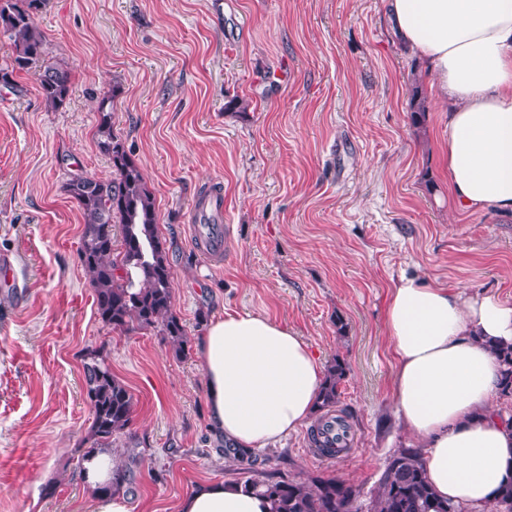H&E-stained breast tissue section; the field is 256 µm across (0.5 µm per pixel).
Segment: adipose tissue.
Instances as JSON below:
<instances>
[{"mask_svg":"<svg viewBox=\"0 0 512 512\" xmlns=\"http://www.w3.org/2000/svg\"><path fill=\"white\" fill-rule=\"evenodd\" d=\"M399 41L425 64L447 102L448 188L456 207L512 214V0H388ZM385 333L396 411L424 450L441 498L482 512L512 479V424L499 406L493 345L512 343V301L417 276L392 282ZM209 420L225 441L262 448L295 433L316 410L320 358L290 328L263 314L227 313L196 338ZM115 472L95 454L85 485L92 512H130L124 492L97 493ZM179 512H269L231 483L190 490Z\"/></svg>","mask_w":512,"mask_h":512,"instance_id":"adipose-tissue-1","label":"adipose tissue"}]
</instances>
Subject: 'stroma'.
<instances>
[{
    "mask_svg": "<svg viewBox=\"0 0 512 512\" xmlns=\"http://www.w3.org/2000/svg\"><path fill=\"white\" fill-rule=\"evenodd\" d=\"M50 57L73 74L47 107L34 76L0 84V257L22 278L0 290V512H90L75 468L91 407L83 360L101 353L133 396L143 450L133 512H177L194 486L245 482L208 422L194 340L226 312L268 314L323 362L350 373L338 404L352 441L319 456L308 427L258 449L260 471L335 477L375 496L387 458L418 441L391 398L388 289L416 274L512 299V215L456 209L448 196V107L423 62L392 34L384 0H48ZM427 95L413 124L409 88ZM122 93L112 131L156 199L183 354L154 329L105 325L80 258L83 218L71 174L106 178L97 101ZM247 109L228 112L230 98ZM224 191V259L192 242L189 206Z\"/></svg>",
    "mask_w": 512,
    "mask_h": 512,
    "instance_id": "35a3bbf8",
    "label": "stroma"
}]
</instances>
